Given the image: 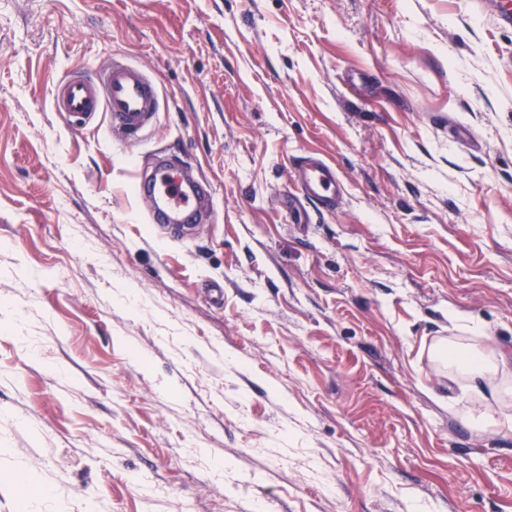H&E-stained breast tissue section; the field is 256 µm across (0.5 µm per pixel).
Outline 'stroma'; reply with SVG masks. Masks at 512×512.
<instances>
[{
	"mask_svg": "<svg viewBox=\"0 0 512 512\" xmlns=\"http://www.w3.org/2000/svg\"><path fill=\"white\" fill-rule=\"evenodd\" d=\"M493 2L0 0V512H512V429L430 357L512 352ZM114 58L133 143L52 107ZM162 152L209 222L153 230ZM303 155L346 186L304 223Z\"/></svg>",
	"mask_w": 512,
	"mask_h": 512,
	"instance_id": "obj_1",
	"label": "stroma"
}]
</instances>
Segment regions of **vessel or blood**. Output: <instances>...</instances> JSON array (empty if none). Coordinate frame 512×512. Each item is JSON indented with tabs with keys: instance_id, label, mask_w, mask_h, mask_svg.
<instances>
[{
	"instance_id": "vessel-or-blood-1",
	"label": "vessel or blood",
	"mask_w": 512,
	"mask_h": 512,
	"mask_svg": "<svg viewBox=\"0 0 512 512\" xmlns=\"http://www.w3.org/2000/svg\"><path fill=\"white\" fill-rule=\"evenodd\" d=\"M53 107L75 125L89 124L98 113H108L112 130L135 140L151 124L159 103L155 84L144 71L115 60L94 75L73 76L60 83ZM181 173V166L164 155L153 173L137 184L155 202L158 229L183 222L209 206L202 186L186 184ZM293 178L298 189L289 200L293 206L304 199L330 211L345 193L337 169L318 157L299 158Z\"/></svg>"
}]
</instances>
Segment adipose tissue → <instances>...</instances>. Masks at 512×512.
Wrapping results in <instances>:
<instances>
[{
  "label": "adipose tissue",
  "instance_id": "ef3b65f1",
  "mask_svg": "<svg viewBox=\"0 0 512 512\" xmlns=\"http://www.w3.org/2000/svg\"><path fill=\"white\" fill-rule=\"evenodd\" d=\"M433 354L440 367L444 368L449 381L469 379L471 390L478 392V405L472 411L473 417L484 419L500 413V397L491 398L481 394V384L485 381L493 382L498 375L507 373L512 368V356L455 341L437 343Z\"/></svg>",
  "mask_w": 512,
  "mask_h": 512
}]
</instances>
